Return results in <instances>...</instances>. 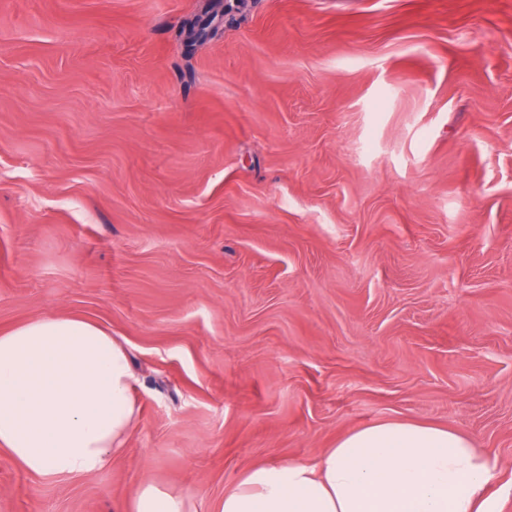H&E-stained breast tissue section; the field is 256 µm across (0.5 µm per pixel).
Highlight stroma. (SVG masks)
Instances as JSON below:
<instances>
[{
  "label": "stroma",
  "mask_w": 512,
  "mask_h": 512,
  "mask_svg": "<svg viewBox=\"0 0 512 512\" xmlns=\"http://www.w3.org/2000/svg\"><path fill=\"white\" fill-rule=\"evenodd\" d=\"M0 0V330L128 349L100 472L0 450V512H217L250 465L455 428L512 512V0ZM190 499L163 490L151 482L144 483L123 507L124 512H192Z\"/></svg>",
  "instance_id": "35a3bbf8"
}]
</instances>
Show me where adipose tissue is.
<instances>
[{
    "label": "adipose tissue",
    "mask_w": 512,
    "mask_h": 512,
    "mask_svg": "<svg viewBox=\"0 0 512 512\" xmlns=\"http://www.w3.org/2000/svg\"><path fill=\"white\" fill-rule=\"evenodd\" d=\"M127 349L77 316H41L0 333V448L41 477L95 473L121 457L139 422ZM496 461L466 434L375 422L316 461L256 463L219 512H498ZM144 483L124 512H191Z\"/></svg>",
    "instance_id": "adipose-tissue-1"
}]
</instances>
